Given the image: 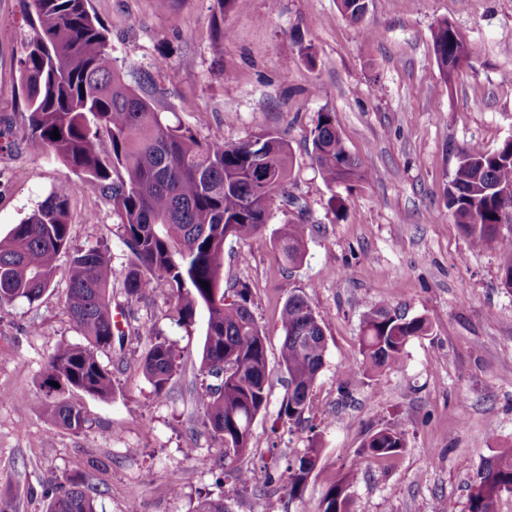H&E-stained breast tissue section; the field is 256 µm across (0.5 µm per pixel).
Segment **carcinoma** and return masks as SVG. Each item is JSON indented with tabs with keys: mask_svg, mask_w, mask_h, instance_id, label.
Listing matches in <instances>:
<instances>
[{
	"mask_svg": "<svg viewBox=\"0 0 512 512\" xmlns=\"http://www.w3.org/2000/svg\"><path fill=\"white\" fill-rule=\"evenodd\" d=\"M31 18V34L21 64L27 111L23 136L58 159L74 178L51 195L31 216L0 238V308L19 298L38 299L53 287L58 256L69 250V203L75 196H100L120 219V231L132 260L124 277L128 300H146L159 283L172 299L169 319L178 326L208 312L199 372L216 383L199 393L203 423L223 447L234 480L246 485L252 471L237 465L249 450L252 424L268 403L269 370L265 336L250 309L251 290L241 283L224 288V241L246 240L267 223L277 199L288 198L293 167L288 141L278 130L250 136L259 143L199 140L189 130L162 121L145 94L127 86L112 68L101 23L88 0H22ZM340 0L342 14L359 23L365 6ZM440 73L452 81L470 55L468 35L444 20L433 31ZM59 138H52L53 131ZM107 135L111 151L101 149ZM312 161L327 184L350 193L369 173L346 149L333 115L322 112L312 130ZM267 175L255 176L256 159ZM512 184V139L491 151L469 144L458 151L446 188V205L454 223L477 247L495 245L502 284L512 288V237L499 227L512 214V198L493 187ZM307 225H283L278 246L286 262L304 255ZM107 254L99 248L76 252L71 259L65 306L83 342H63L50 355L42 381L44 406L54 423L73 432L83 430L82 409L61 396L80 391L110 400L112 371L101 355L112 348V278ZM208 283L204 288L201 282ZM284 333L280 364L288 378L280 419L305 421L311 392L326 353L324 321L307 299L291 294L280 312ZM429 331L425 318L410 317L398 306L370 309L359 337L360 364L374 376L402 356L411 338ZM182 354L159 336L145 355L144 374L158 397L180 367ZM364 447L384 458L404 447L401 426L370 434ZM319 449L312 445L288 461L289 493L302 494ZM478 467L468 512H498V501L512 491V451L486 459ZM351 469L332 485L320 512H351L348 489ZM45 512H97L91 486L80 474H65Z\"/></svg>",
	"mask_w": 512,
	"mask_h": 512,
	"instance_id": "obj_1",
	"label": "carcinoma"
}]
</instances>
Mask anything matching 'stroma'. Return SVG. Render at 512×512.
Segmentation results:
<instances>
[{
	"label": "stroma",
	"instance_id": "obj_1",
	"mask_svg": "<svg viewBox=\"0 0 512 512\" xmlns=\"http://www.w3.org/2000/svg\"><path fill=\"white\" fill-rule=\"evenodd\" d=\"M105 27L112 66L133 88L152 79L163 122L197 138L238 143L260 129L284 131L293 156L288 199L276 200L256 236L224 243V283H246L264 336L269 377L265 410L252 427L238 485L221 468L203 470L187 447L219 458L196 395L206 329L199 312L187 329L167 316L170 293L148 303L126 299L130 253L119 217L102 198L70 201V251L56 262L52 288L38 300L0 309V504L8 512H45L48 490L81 473L98 491L99 512H194L224 500L229 512H317L325 492L350 468L353 512H433L437 502L465 512L482 459L512 449V291L502 285L494 246L474 247L454 224L445 190L456 150L496 149L512 138V0H369L354 24L336 0H248L215 20L214 0H89ZM466 31L471 64L454 81L437 67L432 31L440 20ZM30 23L21 0H0V235H6L71 172L22 137L26 110L20 59ZM312 45L309 65L299 44ZM167 56L171 68L156 67ZM334 114L349 152L369 172L343 207L311 160L320 113ZM307 224L302 261L284 263L282 224ZM106 249L114 270L112 307L122 322L102 361L115 394L66 398L88 422L56 426L40 398L48 359L82 337L65 308L73 251ZM304 295L323 319L326 355L305 425L278 413L287 375L281 368L280 311ZM399 304L425 317L400 360L374 381L356 358L369 308ZM161 332L184 361L167 398L143 372L148 330ZM402 424L406 446L377 459L364 442ZM320 452L301 496L288 493L286 466L311 442ZM178 493H170L172 472Z\"/></svg>",
	"mask_w": 512,
	"mask_h": 512
}]
</instances>
